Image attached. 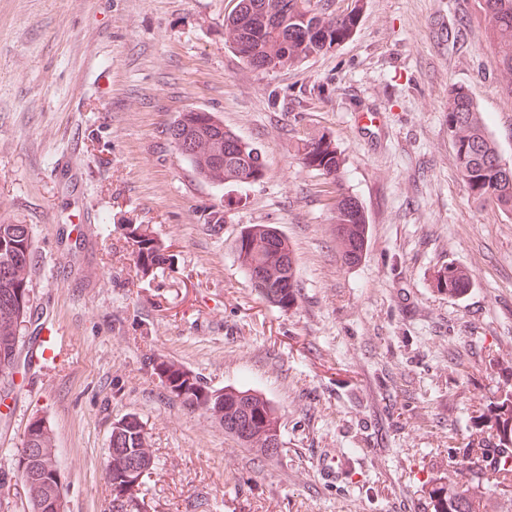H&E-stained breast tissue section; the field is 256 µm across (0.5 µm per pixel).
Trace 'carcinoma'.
<instances>
[{
  "label": "carcinoma",
  "mask_w": 512,
  "mask_h": 512,
  "mask_svg": "<svg viewBox=\"0 0 512 512\" xmlns=\"http://www.w3.org/2000/svg\"><path fill=\"white\" fill-rule=\"evenodd\" d=\"M251 8V23L232 14L224 16V43L236 52L247 50L256 60H268L277 70L297 67L354 35L360 23L359 5L339 14L320 6L322 0H243ZM487 22L489 47L496 59L504 88L512 93V0H478ZM190 134L189 146L180 151L194 173L216 186H249L264 177L253 168L260 159L224 123L206 112H181L166 128ZM448 131L456 155L457 170L474 200L490 203L505 216H512V176L498 168L501 155L489 133L482 112L462 86L448 91ZM234 144L238 163L212 160L215 137ZM299 160L308 170L328 176L336 183L331 224L336 246L344 263L361 262L368 241V220L358 199L341 184L342 152L325 133L307 132L301 139ZM26 225L0 221V377L14 370L23 323L30 313V260L35 248ZM132 246L140 276L171 265L169 246L154 236L147 224L123 225ZM243 271L256 278L258 295L286 310L296 302V269L293 252L275 227L250 224L235 244ZM440 292L459 295L471 286L469 273L445 266L434 277ZM155 374L170 398L186 410H201L224 425V431L253 448H268L277 438L278 415L269 400L248 389H211L181 364L161 359ZM145 475L155 467V457L140 419L129 414L112 425L109 434L106 481L110 512H140L139 486L127 480L129 462ZM13 469L23 482L28 512H59L63 485L58 477L57 448L51 427L40 418L31 420L22 447L11 454ZM433 512H512V497L499 503L484 492L450 488L437 483L429 492Z\"/></svg>",
  "instance_id": "obj_1"
}]
</instances>
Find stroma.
Instances as JSON below:
<instances>
[{
  "mask_svg": "<svg viewBox=\"0 0 512 512\" xmlns=\"http://www.w3.org/2000/svg\"><path fill=\"white\" fill-rule=\"evenodd\" d=\"M329 2L361 4L357 33L258 73L224 45L234 0H0V220L35 238L0 449L44 419L67 512H109V432L130 413L157 462L147 512L205 500L222 512H432V484L471 477L512 492L483 456L512 428V217L473 201L448 133V87L461 84L512 164V94L486 22L477 0ZM458 18L452 45L441 30ZM189 109L257 148L265 177L244 189L199 179L165 134ZM313 129L342 151V185L368 218L352 267L330 230L337 185L298 161ZM125 224L151 226L173 265L140 277ZM250 224L274 225L293 251L288 310L237 262ZM445 265L470 273L466 293L436 291ZM159 358L271 400L278 454L172 401Z\"/></svg>",
  "mask_w": 512,
  "mask_h": 512,
  "instance_id": "stroma-1",
  "label": "stroma"
}]
</instances>
